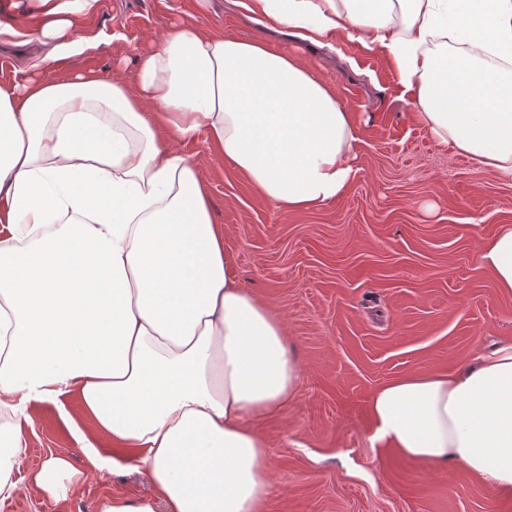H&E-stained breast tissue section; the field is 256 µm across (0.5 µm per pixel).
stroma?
Returning <instances> with one entry per match:
<instances>
[{
    "instance_id": "obj_1",
    "label": "stroma",
    "mask_w": 512,
    "mask_h": 512,
    "mask_svg": "<svg viewBox=\"0 0 512 512\" xmlns=\"http://www.w3.org/2000/svg\"><path fill=\"white\" fill-rule=\"evenodd\" d=\"M183 22L265 38L299 56L336 83L362 138L348 193L288 213L261 200L204 142L188 148L235 276L283 319L302 368L297 399L256 424L275 487L269 512H512L511 491L462 466L415 463L372 442L366 407L387 380L456 371L475 349L512 342V292L478 258L482 241L512 224V180L437 143L372 52L269 31L233 0H98L81 30L100 47L63 59L55 74L108 73L136 88L137 56ZM36 27L34 0H0L1 83L41 58ZM23 433L27 452L13 472L23 491L0 501V512H97L104 490L151 491L130 468L93 476L54 405L30 408ZM62 450L89 478L60 506L28 475Z\"/></svg>"
}]
</instances>
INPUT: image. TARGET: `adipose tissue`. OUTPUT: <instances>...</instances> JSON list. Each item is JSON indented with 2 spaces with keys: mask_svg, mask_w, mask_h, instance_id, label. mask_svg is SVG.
I'll return each mask as SVG.
<instances>
[{
  "mask_svg": "<svg viewBox=\"0 0 512 512\" xmlns=\"http://www.w3.org/2000/svg\"><path fill=\"white\" fill-rule=\"evenodd\" d=\"M238 3L373 52L439 144L512 179V0ZM40 8L46 66L96 49L67 0ZM137 67L133 90L81 73L0 84V501L22 492L30 407L72 398L96 471L132 464L152 487L105 493L98 512H267L255 423L296 398L302 370L281 318L234 276L187 147L206 142L278 209L311 210L347 193L358 126L334 85L264 41L180 24ZM480 260L512 291L511 224ZM367 407L408 460L512 491V344L388 380ZM31 480L60 503L85 476L62 451Z\"/></svg>",
  "mask_w": 512,
  "mask_h": 512,
  "instance_id": "obj_1",
  "label": "adipose tissue"
}]
</instances>
